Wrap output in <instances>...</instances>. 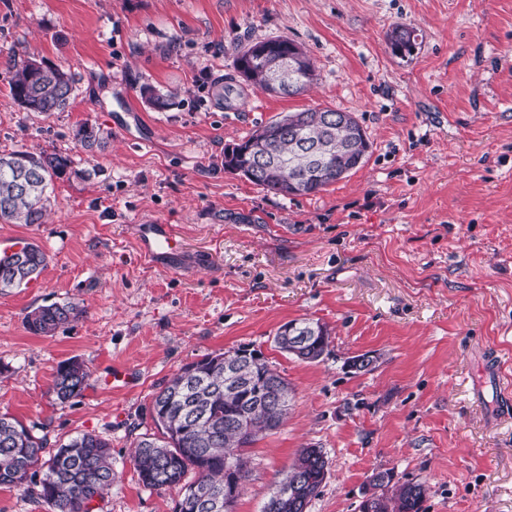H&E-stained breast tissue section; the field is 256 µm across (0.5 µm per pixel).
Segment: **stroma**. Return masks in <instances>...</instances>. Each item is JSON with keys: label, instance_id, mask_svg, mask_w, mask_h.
Here are the masks:
<instances>
[{"label": "stroma", "instance_id": "1", "mask_svg": "<svg viewBox=\"0 0 512 512\" xmlns=\"http://www.w3.org/2000/svg\"><path fill=\"white\" fill-rule=\"evenodd\" d=\"M417 33L395 55V24ZM282 36L315 64L312 90L245 88L219 101L235 49ZM78 77L66 111H21L10 51ZM150 85L171 94L155 110ZM353 113L369 154L348 177L283 197L224 168L225 147L314 106ZM89 122L104 150L73 138ZM144 135L149 146L133 145ZM59 152L91 179L61 178L42 224H0V253L32 242L47 265L0 294V415L47 451L106 439L115 479L94 512H175L129 459L155 431L153 395L181 366L247 346L293 390L287 421L251 445L235 512H263L299 449H322L309 512H358L374 473L423 482V512H512V0H0V153ZM177 225L171 269L139 257V221ZM54 302L80 316L49 336L24 317ZM326 325L307 363L274 344L286 322ZM370 353L372 370H350ZM499 359V374L486 373ZM84 362L82 395L59 402L57 367ZM129 384L113 382L114 368ZM73 137L83 150L93 152L103 149L111 134L96 125L83 122L75 128Z\"/></svg>", "mask_w": 512, "mask_h": 512}]
</instances>
